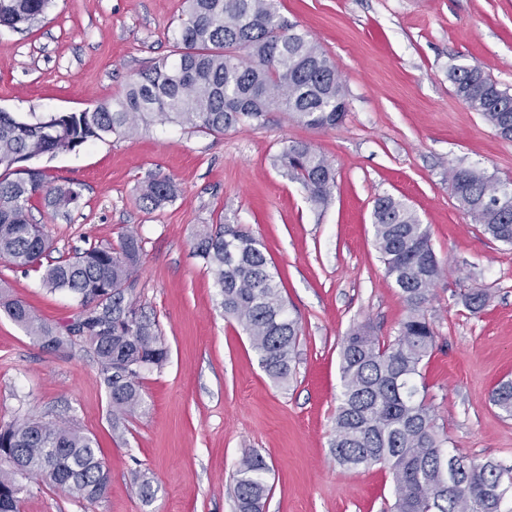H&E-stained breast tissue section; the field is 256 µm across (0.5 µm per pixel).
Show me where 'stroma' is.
Returning <instances> with one entry per match:
<instances>
[{"label": "stroma", "instance_id": "obj_1", "mask_svg": "<svg viewBox=\"0 0 512 512\" xmlns=\"http://www.w3.org/2000/svg\"><path fill=\"white\" fill-rule=\"evenodd\" d=\"M336 63L348 112L334 129L281 112L214 135L152 122L137 133L42 158L51 185L81 184L78 207L53 214L33 198L30 216L55 242L53 258L117 243L142 246L134 295L168 349L142 374L144 401L121 432L82 343L50 352L0 309V424L39 417L92 436L110 469L98 501L23 476L21 512H234L243 452L270 470L263 512H385L388 469L349 470L332 453L342 393L341 340L368 326L394 338L407 306L386 274L371 212L377 197L405 200L444 265L427 308L436 345L417 385L448 448L512 469V418L489 401L512 379V246L485 234L448 184L452 166L512 181V142L454 93L453 64H477L512 89V0H273ZM184 0H52L29 31L0 27V109L27 122L79 112L120 96L137 74L171 57ZM303 141L336 169L327 208L274 167ZM170 177L176 197L151 210L138 200L148 176ZM242 224L266 247L289 312L300 322L288 382L269 378L246 333L225 318L220 289L194 249L201 224ZM0 287L47 322L77 312L47 291L38 271L0 259ZM490 302L471 315L459 294ZM149 482L150 497L139 486Z\"/></svg>", "mask_w": 512, "mask_h": 512}]
</instances>
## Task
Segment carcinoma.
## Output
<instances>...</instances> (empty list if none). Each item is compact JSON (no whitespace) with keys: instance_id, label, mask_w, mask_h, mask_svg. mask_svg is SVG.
Masks as SVG:
<instances>
[{"instance_id":"carcinoma-1","label":"carcinoma","mask_w":512,"mask_h":512,"mask_svg":"<svg viewBox=\"0 0 512 512\" xmlns=\"http://www.w3.org/2000/svg\"><path fill=\"white\" fill-rule=\"evenodd\" d=\"M51 2L0 0V26L27 29L44 18ZM187 3L177 59L140 72L122 96L85 112L54 113L36 122L0 111V256L19 268H43L42 286L72 294L80 311L63 335L21 299L0 301V307L44 348L57 350L74 337L89 346L108 391L115 432L122 429L124 416L142 404V372L167 360L157 324L132 295L141 241L126 233L115 246L91 247L42 266L52 241L43 225L30 219V201L42 194L56 213L78 206L82 193L78 183L48 186L45 171L29 162L89 141L132 135L151 118L222 134L273 111L316 129L337 127L347 113L338 67L277 13L272 0ZM448 76L455 95L499 137L512 141V92L478 65L455 64ZM274 165L302 185L312 205L330 203L336 170L314 147L292 142ZM448 182L471 219L512 246V196L500 206L488 200L493 189L512 191V184L459 166L450 169ZM176 194L170 178L155 175L140 187L139 201L157 209ZM372 224L386 273L400 289L407 315L392 340H381L366 327L351 330L342 340L343 392L332 443L336 462L348 469L387 467L395 481L389 512H503L512 498V471L447 451V438L436 431L431 408L418 398L416 378L435 346L426 308L442 272L429 232L405 201L390 195L375 200ZM194 248L216 276L224 316L247 333L266 374L288 381L300 325L288 312L262 242L241 224H202ZM461 300L476 315L490 296L470 289ZM489 401L512 417V381L495 386ZM2 461L9 468H0V512H19L18 473L45 478L88 501L101 498L110 480L94 438L52 421L25 419L0 426ZM268 470L260 455L242 457L234 475L236 512H262Z\"/></svg>"}]
</instances>
